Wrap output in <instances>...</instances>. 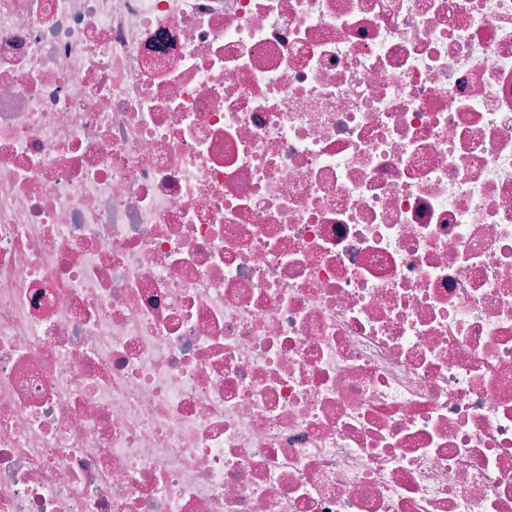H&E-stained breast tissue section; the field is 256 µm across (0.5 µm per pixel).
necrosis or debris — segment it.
<instances>
[{
  "label": "necrosis or debris",
  "instance_id": "necrosis-or-debris-1",
  "mask_svg": "<svg viewBox=\"0 0 512 512\" xmlns=\"http://www.w3.org/2000/svg\"><path fill=\"white\" fill-rule=\"evenodd\" d=\"M0 512H512V0H0Z\"/></svg>",
  "mask_w": 512,
  "mask_h": 512
}]
</instances>
